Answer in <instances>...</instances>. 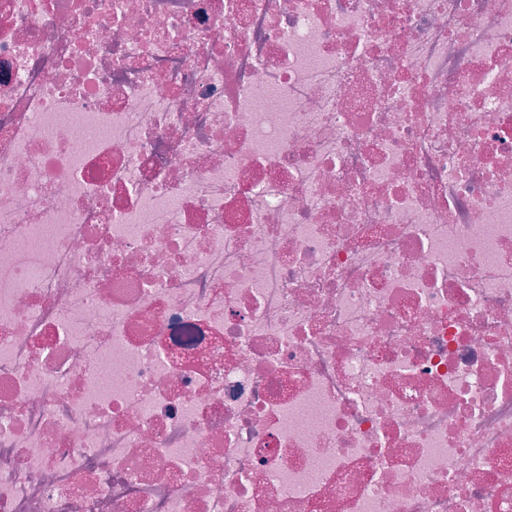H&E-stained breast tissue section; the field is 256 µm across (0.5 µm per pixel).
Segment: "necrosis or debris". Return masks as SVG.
<instances>
[{
	"instance_id": "1",
	"label": "necrosis or debris",
	"mask_w": 512,
	"mask_h": 512,
	"mask_svg": "<svg viewBox=\"0 0 512 512\" xmlns=\"http://www.w3.org/2000/svg\"><path fill=\"white\" fill-rule=\"evenodd\" d=\"M0 512H512V0H0Z\"/></svg>"
}]
</instances>
